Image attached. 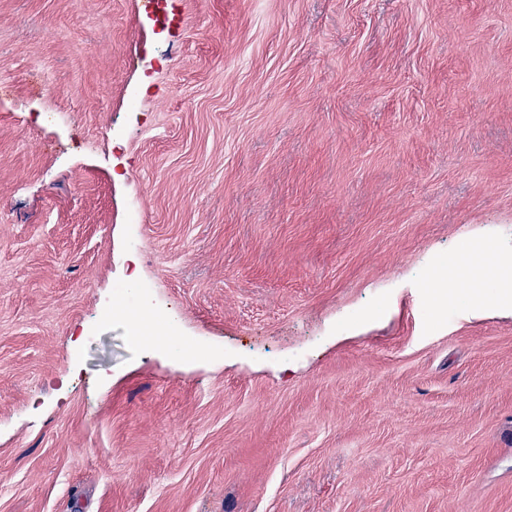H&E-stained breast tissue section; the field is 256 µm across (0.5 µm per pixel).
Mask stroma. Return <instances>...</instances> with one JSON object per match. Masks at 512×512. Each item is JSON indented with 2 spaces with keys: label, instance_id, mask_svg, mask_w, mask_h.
<instances>
[{
  "label": "stroma",
  "instance_id": "1",
  "mask_svg": "<svg viewBox=\"0 0 512 512\" xmlns=\"http://www.w3.org/2000/svg\"><path fill=\"white\" fill-rule=\"evenodd\" d=\"M475 240L512 0H0V512H512ZM112 316H123L132 324L133 337L136 341L155 347H163L172 351L186 349L185 344L165 328L158 320H154L147 312L131 305L128 288H115L112 293Z\"/></svg>",
  "mask_w": 512,
  "mask_h": 512
}]
</instances>
